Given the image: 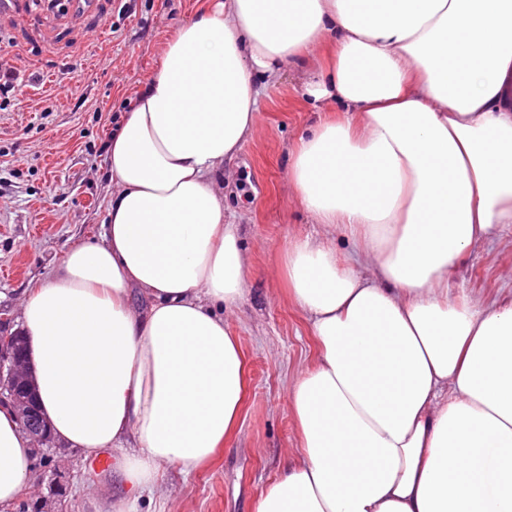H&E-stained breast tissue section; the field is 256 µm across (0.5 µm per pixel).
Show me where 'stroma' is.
Listing matches in <instances>:
<instances>
[{"label": "stroma", "instance_id": "obj_1", "mask_svg": "<svg viewBox=\"0 0 512 512\" xmlns=\"http://www.w3.org/2000/svg\"><path fill=\"white\" fill-rule=\"evenodd\" d=\"M209 0H94L71 17L15 0L0 29V65L17 67L15 89L0 93V312L22 322L27 292L56 273L75 246L99 240L112 198L108 146L123 112L156 70L174 29ZM262 110L254 137L224 173V205L241 221L254 270L228 317L245 360L247 391L236 429L207 465L164 467L161 492L141 512H253V500L296 453L285 406L290 380L311 365L315 343L304 312L286 295L280 254L297 236L330 237L338 254L351 243L313 223L288 182L289 154L316 120L299 76L258 78ZM458 299L512 301V226L466 253L451 276ZM69 467L64 512H95L112 500L111 452L85 458L60 445L35 461L22 501L36 512L52 498L59 466Z\"/></svg>", "mask_w": 512, "mask_h": 512}]
</instances>
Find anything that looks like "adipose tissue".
I'll return each mask as SVG.
<instances>
[{
  "label": "adipose tissue",
  "mask_w": 512,
  "mask_h": 512,
  "mask_svg": "<svg viewBox=\"0 0 512 512\" xmlns=\"http://www.w3.org/2000/svg\"><path fill=\"white\" fill-rule=\"evenodd\" d=\"M302 72L322 119L290 153L314 223L281 257L317 344L287 385L299 451L254 512H512V305L448 297L512 224V0H213L179 25L109 144L101 242L22 303L55 441L112 451V512L233 432L245 367L224 313L252 273L224 167L256 74ZM33 443L0 408V512Z\"/></svg>",
  "instance_id": "adipose-tissue-1"
}]
</instances>
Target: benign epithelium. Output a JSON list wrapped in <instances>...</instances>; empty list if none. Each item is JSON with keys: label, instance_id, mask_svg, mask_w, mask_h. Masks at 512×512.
Here are the masks:
<instances>
[{"label": "benign epithelium", "instance_id": "benign-epithelium-1", "mask_svg": "<svg viewBox=\"0 0 512 512\" xmlns=\"http://www.w3.org/2000/svg\"><path fill=\"white\" fill-rule=\"evenodd\" d=\"M8 341L9 337H0V403L8 404L22 431L50 452L54 441L37 401L26 355L19 343L10 346Z\"/></svg>", "mask_w": 512, "mask_h": 512}]
</instances>
